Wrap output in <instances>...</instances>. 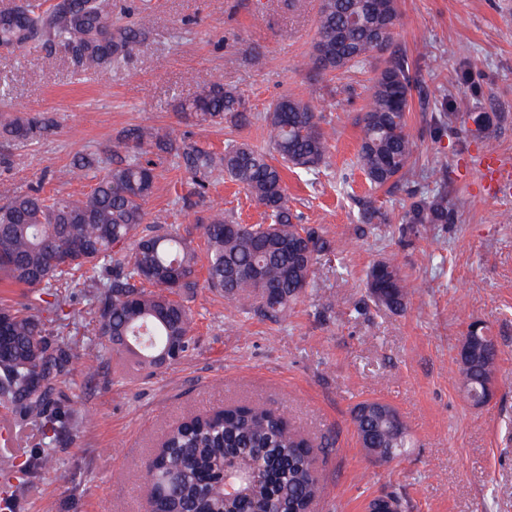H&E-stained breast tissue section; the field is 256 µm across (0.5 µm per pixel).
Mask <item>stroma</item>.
Returning a JSON list of instances; mask_svg holds the SVG:
<instances>
[{
    "label": "stroma",
    "instance_id": "obj_1",
    "mask_svg": "<svg viewBox=\"0 0 512 512\" xmlns=\"http://www.w3.org/2000/svg\"><path fill=\"white\" fill-rule=\"evenodd\" d=\"M319 0H148L145 34L121 62L96 73L29 45L0 53V106L45 113L56 134L20 143L22 161L0 164V192L43 184L49 195L89 191L95 175L72 180L74 154L110 144L149 123L171 137L223 151L227 142L267 145L262 121L232 131L181 123L176 104L218 79L265 112L286 93L312 100L332 130L326 166L286 172L291 204L305 225L333 240L320 257L315 289L270 320L199 286L189 306L192 343L178 361L128 374L106 349L90 296L77 293L72 340L101 348L94 372L74 363L59 398L91 419L58 432L55 468L34 477L0 475L9 512H145L144 463L168 431L195 414L261 402L317 445L321 495L315 512H366L394 492L407 512H512V197L492 198L478 179L484 151L512 164V0H398L395 51L419 78L408 125L417 143L414 173L391 190H371L356 166L359 119L375 63L341 74L300 68L317 33ZM457 112L498 113L500 128L463 141L433 137L431 117L445 97ZM448 162L449 224L402 223L412 195L432 189L431 170ZM145 209L182 231L215 210L245 224L259 207L230 181L184 204L189 176L159 165ZM387 217L358 221L364 200ZM399 267L414 288L404 310L368 297L373 265ZM498 348L497 390L482 408L463 397L457 349L470 323ZM366 400L391 404L410 431L408 452L371 461L351 422ZM333 447H324L325 439Z\"/></svg>",
    "mask_w": 512,
    "mask_h": 512
}]
</instances>
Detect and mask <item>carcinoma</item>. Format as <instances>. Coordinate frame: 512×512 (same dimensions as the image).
Listing matches in <instances>:
<instances>
[{
	"mask_svg": "<svg viewBox=\"0 0 512 512\" xmlns=\"http://www.w3.org/2000/svg\"><path fill=\"white\" fill-rule=\"evenodd\" d=\"M399 18L398 0H319L317 36L300 67L316 75L348 72L371 59L380 61L361 118L357 166L372 189L396 186L413 173L416 142L408 128L415 79L407 59L391 51ZM142 28L112 23V0H82L73 11L68 0L44 9L30 4L0 11V48L36 44L70 60L79 72H96L127 56ZM180 121L194 126L241 127L251 108L236 90L213 80L175 107ZM312 102L286 94L264 113L269 149L231 143L216 153L179 143L150 125L130 128L95 151L77 154L68 169L75 178L105 170L90 191L74 197H48L39 188L13 191L0 205V278L39 288L43 319L12 305H0V404L40 424L42 447L24 464L0 455V474L54 467L51 448L58 430L90 419L69 409L47 410L51 391L65 381L76 359L94 361L100 352L53 341L71 318L66 310L73 288H90L91 309L100 335L131 371L161 365L159 356L187 351L192 314L187 298L198 286L199 267L207 286L242 309L278 319L314 286L318 256L332 249L317 231L295 223L297 215L283 169L314 173L326 164L331 134ZM442 130L466 128L454 106L441 105ZM56 130L41 113L0 108V138L46 140ZM176 158L190 175L189 195L202 196L224 177L243 188L264 209L265 224H238L220 210L198 225L205 244L157 216L147 221L144 204L152 194L158 165ZM446 166L435 169L440 188L411 201L404 224H449L453 208L445 185ZM368 295L377 305L400 311L412 289L400 270L386 262L368 275ZM497 361L476 355L460 364L462 383L474 391L496 373ZM358 404L352 421L358 438L370 434L379 458L391 449L405 452L408 430L397 433L381 413ZM314 448L288 420L263 404L226 406L195 415L173 427L145 467L152 512H308L320 493ZM241 471L239 492L225 489L226 474Z\"/></svg>",
	"mask_w": 512,
	"mask_h": 512,
	"instance_id": "1",
	"label": "carcinoma"
}]
</instances>
